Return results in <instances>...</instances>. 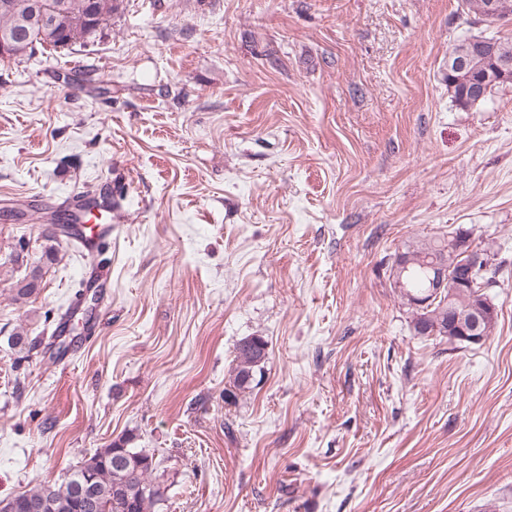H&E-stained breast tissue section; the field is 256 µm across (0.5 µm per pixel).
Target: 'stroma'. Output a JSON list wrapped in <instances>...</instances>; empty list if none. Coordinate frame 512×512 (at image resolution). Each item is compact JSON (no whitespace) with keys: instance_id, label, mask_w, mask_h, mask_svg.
Returning <instances> with one entry per match:
<instances>
[{"instance_id":"35a3bbf8","label":"stroma","mask_w":512,"mask_h":512,"mask_svg":"<svg viewBox=\"0 0 512 512\" xmlns=\"http://www.w3.org/2000/svg\"><path fill=\"white\" fill-rule=\"evenodd\" d=\"M492 32L463 0H124L0 62V500L129 435L159 512H512V84L462 111L441 79ZM112 182L111 286L81 294L42 213ZM458 231L489 258L480 345L417 335L391 286ZM77 297L97 334L51 358ZM254 335L264 374L225 398Z\"/></svg>"}]
</instances>
